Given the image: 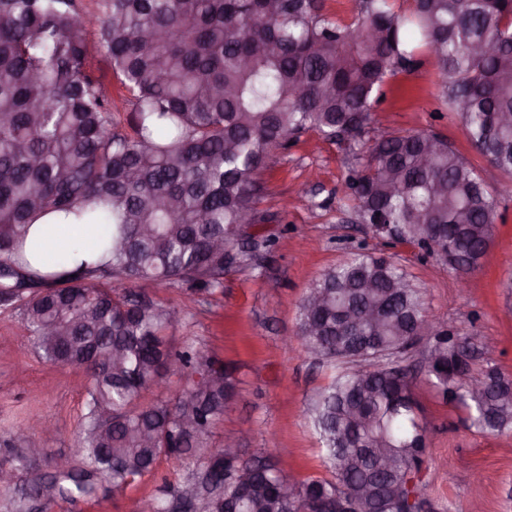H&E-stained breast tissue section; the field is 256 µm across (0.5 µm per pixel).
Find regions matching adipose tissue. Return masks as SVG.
<instances>
[{
  "label": "adipose tissue",
  "instance_id": "ef3b65f1",
  "mask_svg": "<svg viewBox=\"0 0 512 512\" xmlns=\"http://www.w3.org/2000/svg\"><path fill=\"white\" fill-rule=\"evenodd\" d=\"M111 235V225L72 224L52 214L30 227L23 255L32 272L60 275L81 259H94L98 245Z\"/></svg>",
  "mask_w": 512,
  "mask_h": 512
}]
</instances>
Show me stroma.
<instances>
[{"label": "stroma", "instance_id": "stroma-1", "mask_svg": "<svg viewBox=\"0 0 512 512\" xmlns=\"http://www.w3.org/2000/svg\"><path fill=\"white\" fill-rule=\"evenodd\" d=\"M437 76L426 57L384 85L373 111L375 123L400 132L431 130L451 142L474 164L486 185L501 188L508 176L479 156L458 118L442 111ZM350 159L333 142L308 132L287 149L273 151L257 176L260 223L248 232L272 236L273 249L255 262H235L224 272L223 295L189 301L184 289L158 285L150 294L180 309L169 331L180 348L195 345L222 359L237 380L236 396L213 445L237 439L242 459L265 457L295 478H324L320 445L306 409L331 380L301 346L285 349L297 334L299 303L311 283L350 250L392 256L427 293L432 319L476 337L481 363L512 375V199L502 202L494 241L478 269L459 276L443 259L405 243L375 237L358 221L341 187ZM466 287H459V280ZM16 306L0 305V466L14 469L18 484L50 471L69 455L79 435L83 380L68 368L41 360L20 336ZM416 397L430 432L422 468V492L431 512H512V433L486 435L470 428L463 412L439 399L427 384ZM49 416L57 432L41 442L43 453L19 467L8 448L33 413ZM180 464L164 460L155 475L130 486L120 498L52 506L50 512H144L163 481H176Z\"/></svg>", "mask_w": 512, "mask_h": 512}]
</instances>
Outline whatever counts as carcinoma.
Returning <instances> with one entry per match:
<instances>
[{"label": "carcinoma", "instance_id": "carcinoma-1", "mask_svg": "<svg viewBox=\"0 0 512 512\" xmlns=\"http://www.w3.org/2000/svg\"><path fill=\"white\" fill-rule=\"evenodd\" d=\"M87 38L82 0H0V301L46 362L86 377L84 414L64 469L9 496V512H46L119 496L164 458L200 466L164 483L151 512L190 495L198 512H402L407 483L422 494L428 427L415 383L426 376L483 434L512 432V378L460 358L473 338L429 318L421 288L398 263L369 252L325 269L302 298L297 340L335 369L310 402L332 478L294 481L272 463L209 444L234 394L227 370L165 331L179 319L146 292L188 285L223 292L224 255L253 224L257 174L271 152L316 132L354 163L344 197L364 224H389L398 243L467 270L494 236L506 187L491 191L442 136L369 137L387 79L419 54L432 60L439 100L476 151L512 176V0H359L345 24L324 0H99ZM103 53L131 106L120 129L96 75ZM60 212L112 225L106 261H82L65 282L15 257L27 228ZM356 362L350 370L345 364ZM183 389L161 397L169 365ZM493 377L496 388L472 384Z\"/></svg>", "mask_w": 512, "mask_h": 512}]
</instances>
